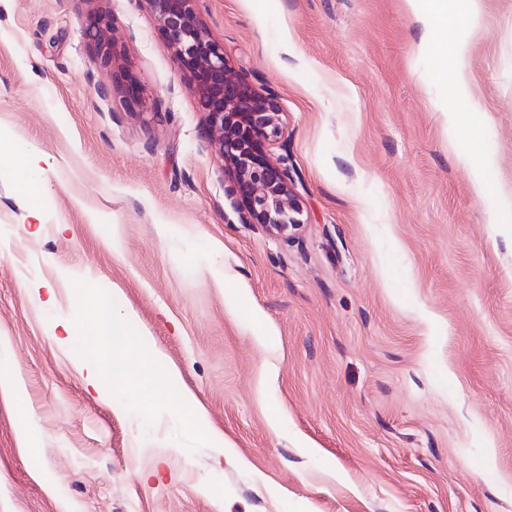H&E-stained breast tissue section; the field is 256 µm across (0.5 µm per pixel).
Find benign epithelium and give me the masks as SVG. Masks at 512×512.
I'll return each instance as SVG.
<instances>
[{
    "label": "benign epithelium",
    "instance_id": "1",
    "mask_svg": "<svg viewBox=\"0 0 512 512\" xmlns=\"http://www.w3.org/2000/svg\"><path fill=\"white\" fill-rule=\"evenodd\" d=\"M182 69L206 120V139L221 158L224 198L241 224H260L286 239L299 235L302 209L293 174L282 158L262 157L258 146L284 134L275 99L236 71L202 21L197 0H144Z\"/></svg>",
    "mask_w": 512,
    "mask_h": 512
}]
</instances>
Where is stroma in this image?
<instances>
[{
	"mask_svg": "<svg viewBox=\"0 0 512 512\" xmlns=\"http://www.w3.org/2000/svg\"><path fill=\"white\" fill-rule=\"evenodd\" d=\"M197 7L280 107L295 240L230 209L144 0H0V512H512V0L455 12L452 100L404 0ZM78 284L177 373L152 412ZM39 158L35 155L22 159L17 166V187L18 190L30 196L36 192L34 186V171L38 167Z\"/></svg>",
	"mask_w": 512,
	"mask_h": 512,
	"instance_id": "1",
	"label": "stroma"
}]
</instances>
